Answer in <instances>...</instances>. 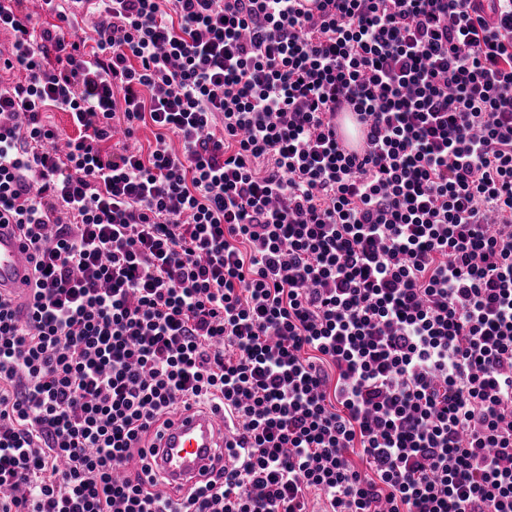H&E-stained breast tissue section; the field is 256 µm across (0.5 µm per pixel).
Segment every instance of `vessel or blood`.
<instances>
[{"label":"vessel or blood","instance_id":"1","mask_svg":"<svg viewBox=\"0 0 512 512\" xmlns=\"http://www.w3.org/2000/svg\"><path fill=\"white\" fill-rule=\"evenodd\" d=\"M335 127L336 139L348 153L357 154L365 149L367 127L359 113L347 106L341 108ZM27 255L14 225H0V294L20 302L32 293ZM223 448V415L192 405L178 410L158 429L135 469L175 484L203 483Z\"/></svg>","mask_w":512,"mask_h":512}]
</instances>
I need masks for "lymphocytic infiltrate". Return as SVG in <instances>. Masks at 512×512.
<instances>
[{
	"label": "lymphocytic infiltrate",
	"mask_w": 512,
	"mask_h": 512,
	"mask_svg": "<svg viewBox=\"0 0 512 512\" xmlns=\"http://www.w3.org/2000/svg\"><path fill=\"white\" fill-rule=\"evenodd\" d=\"M319 2L0 0V512H171L190 403L181 512H512V0ZM336 140L350 154H358L366 147L367 127L362 116L344 106L336 112ZM2 225H6L5 227ZM29 250L12 224L0 225V294L24 302L32 293ZM151 438L152 447L146 448L133 473L146 469L173 484L204 483L224 451V416L196 405L182 407L159 429L152 428Z\"/></svg>",
	"instance_id": "obj_1"
}]
</instances>
